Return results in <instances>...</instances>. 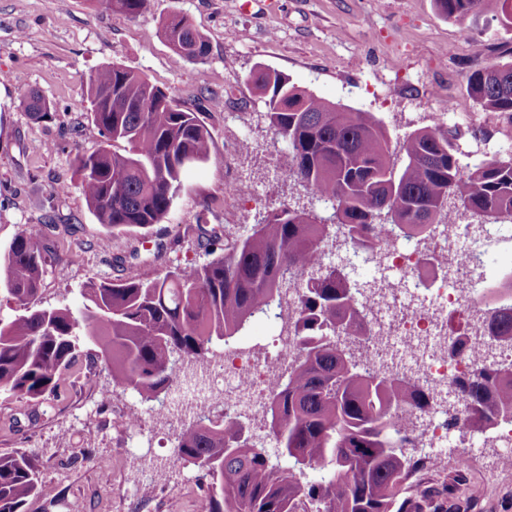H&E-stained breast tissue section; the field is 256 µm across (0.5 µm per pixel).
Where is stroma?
<instances>
[{"mask_svg":"<svg viewBox=\"0 0 512 512\" xmlns=\"http://www.w3.org/2000/svg\"><path fill=\"white\" fill-rule=\"evenodd\" d=\"M188 15L209 43L204 61L177 56L159 32L171 13ZM512 59V31L480 21L472 38L445 19L434 0H150L131 18L95 0H0V254L22 225H49L57 253L45 268L38 305L82 304L89 281L152 278L167 268L205 259L186 234L204 224L241 233L283 204L305 198L301 186L276 180L288 162L286 145L263 119L264 100L251 75L266 66L295 86L381 120L393 163L412 131L440 121L459 130L461 161L476 164L512 145V121L481 114L466 92L479 65ZM117 63L141 73L184 108L198 112L211 134L207 161L187 167L182 187L161 224L106 241L88 209L75 159L96 151L101 138L84 95L92 72ZM32 93L55 109L33 120L22 106ZM453 97L455 111L439 114ZM480 119L486 134L468 126ZM255 144L245 153L242 141ZM67 190H59V183ZM245 187L225 199L226 184ZM124 264H116V257ZM276 319L255 321L233 349L262 356L275 351ZM151 404L114 385L102 362L81 358L57 397L34 405L0 400V454L34 452L53 493L30 498L25 512H202L201 473L193 466L158 474L176 444L169 419L150 416ZM147 413L142 430L125 415ZM444 470L421 471L420 489L439 493L445 512H512V461L494 433L450 437ZM466 467H458L460 458Z\"/></svg>","mask_w":512,"mask_h":512,"instance_id":"35a3bbf8","label":"stroma"}]
</instances>
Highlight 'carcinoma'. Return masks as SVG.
Returning <instances> with one entry per match:
<instances>
[{
  "label": "carcinoma",
  "mask_w": 512,
  "mask_h": 512,
  "mask_svg": "<svg viewBox=\"0 0 512 512\" xmlns=\"http://www.w3.org/2000/svg\"><path fill=\"white\" fill-rule=\"evenodd\" d=\"M100 2L136 18L149 0ZM434 3L468 37L486 17L512 31L509 0ZM160 33L189 61L209 53L207 39L184 15L166 18ZM251 81L265 98L272 134L288 147L278 178L339 210L337 221L280 209L234 237L197 224L204 262L152 279L90 282L76 312L37 306L53 252L43 225L24 226L0 254L3 292L21 308L0 319V398L42 403L57 396L62 371L92 345L112 383L151 400L169 390L185 363L208 358L216 342L227 345L254 319L272 315L287 326L292 351L259 403L263 438L232 415L218 424L202 415L176 437L173 461L207 479L204 512H441L413 478L444 460L404 454L414 419L437 405V384L399 364L388 344L391 328L371 333L373 296L355 293L326 247L341 242L382 256L384 230L397 240L435 244L448 235L450 217L460 215L459 203L474 219L511 224L512 146L469 168L456 136L435 123L405 137L398 169L389 136L370 113L300 89L274 69L252 73ZM466 89L482 111L512 121V60L472 70ZM85 94L104 140L77 161L87 207L109 239L161 223L183 170L209 159V130L197 113L120 64L92 73ZM23 105L34 120L52 117L50 104L35 93ZM109 142L123 144V152L109 150ZM387 198L392 219L380 208ZM481 302L483 355L452 382L462 403L444 420L462 437L512 424V358L505 354L512 348V315L485 297ZM371 347L382 353L376 365L364 356ZM474 348L462 335L447 336L450 360ZM282 457L291 465H282ZM307 470L322 473L320 480H305ZM49 495L32 456L0 454V512H24L29 498Z\"/></svg>",
  "instance_id": "1"
}]
</instances>
